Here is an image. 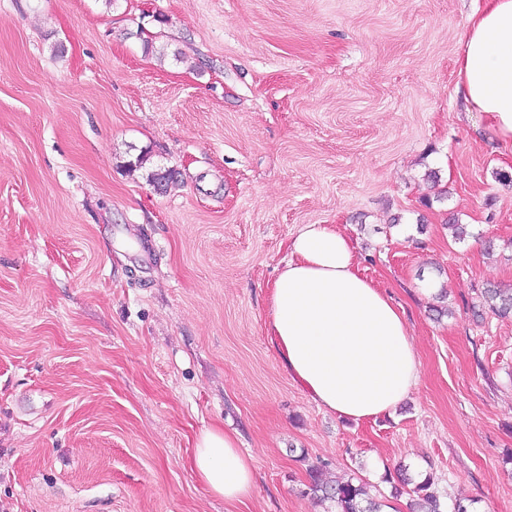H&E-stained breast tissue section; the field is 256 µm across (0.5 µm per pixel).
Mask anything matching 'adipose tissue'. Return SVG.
I'll list each match as a JSON object with an SVG mask.
<instances>
[{
    "mask_svg": "<svg viewBox=\"0 0 512 512\" xmlns=\"http://www.w3.org/2000/svg\"><path fill=\"white\" fill-rule=\"evenodd\" d=\"M457 74L467 111L482 113L512 148V0H485L470 14ZM355 251L333 225H303L272 286L268 334L288 376L319 407L363 421L410 394L421 362L403 312L361 274ZM192 467L225 503L254 494V460L223 427L198 434Z\"/></svg>",
    "mask_w": 512,
    "mask_h": 512,
    "instance_id": "adipose-tissue-1",
    "label": "adipose tissue"
}]
</instances>
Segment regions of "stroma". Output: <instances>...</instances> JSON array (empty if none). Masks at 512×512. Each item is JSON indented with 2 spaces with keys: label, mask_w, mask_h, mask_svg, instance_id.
<instances>
[{
  "label": "stroma",
  "mask_w": 512,
  "mask_h": 512,
  "mask_svg": "<svg viewBox=\"0 0 512 512\" xmlns=\"http://www.w3.org/2000/svg\"><path fill=\"white\" fill-rule=\"evenodd\" d=\"M480 3L0 0V512H324L314 465L408 512L402 463L445 512H512V317L472 313L512 288V151L457 92ZM305 224L404 312L391 415L319 408L267 335ZM213 425L245 503L191 469ZM192 467L206 488L227 504H242L254 494V459L241 451L235 432L220 426L201 431L195 439Z\"/></svg>",
  "instance_id": "obj_1"
}]
</instances>
